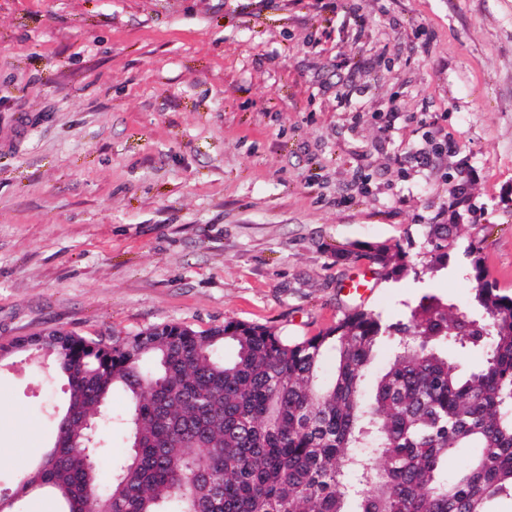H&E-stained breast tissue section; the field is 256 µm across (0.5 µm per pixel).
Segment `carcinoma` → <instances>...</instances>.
<instances>
[{
	"instance_id": "carcinoma-1",
	"label": "carcinoma",
	"mask_w": 512,
	"mask_h": 512,
	"mask_svg": "<svg viewBox=\"0 0 512 512\" xmlns=\"http://www.w3.org/2000/svg\"><path fill=\"white\" fill-rule=\"evenodd\" d=\"M451 232L429 227L439 243L426 265L459 264L475 284V312L451 320L454 305L424 295L405 323L352 309L292 341L229 320L108 339L54 330L0 345L4 357L51 349L69 393L55 440L14 490L0 491V512H19L37 490L52 495L55 512H492L512 497V294L488 278L481 242L459 251ZM354 258L386 281L412 270L398 244L367 245ZM384 340L395 358L367 396ZM450 348L483 352L482 367L463 372ZM327 352L334 366L323 378ZM116 388L129 408L114 421ZM112 425L131 449L103 484L101 431Z\"/></svg>"
}]
</instances>
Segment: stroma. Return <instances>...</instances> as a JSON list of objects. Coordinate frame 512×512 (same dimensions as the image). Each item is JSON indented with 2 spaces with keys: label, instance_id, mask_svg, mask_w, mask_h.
Here are the masks:
<instances>
[{
  "label": "stroma",
  "instance_id": "35a3bbf8",
  "mask_svg": "<svg viewBox=\"0 0 512 512\" xmlns=\"http://www.w3.org/2000/svg\"><path fill=\"white\" fill-rule=\"evenodd\" d=\"M0 344L228 320L336 324L367 243L429 224L512 292V0H0ZM447 268L378 282L469 311ZM49 357L0 361V486L50 445ZM34 425L27 434L26 425ZM36 121V118L27 113H18L6 122L0 118V153H10L12 148L27 136Z\"/></svg>",
  "mask_w": 512,
  "mask_h": 512
}]
</instances>
